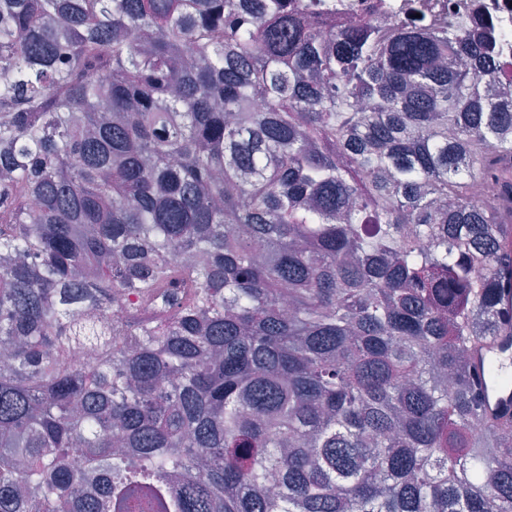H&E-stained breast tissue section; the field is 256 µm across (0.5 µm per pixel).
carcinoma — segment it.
I'll list each match as a JSON object with an SVG mask.
<instances>
[{
  "label": "carcinoma",
  "mask_w": 512,
  "mask_h": 512,
  "mask_svg": "<svg viewBox=\"0 0 512 512\" xmlns=\"http://www.w3.org/2000/svg\"><path fill=\"white\" fill-rule=\"evenodd\" d=\"M496 16L0 0V512H512ZM491 351H490V350ZM494 351L501 376H507L509 386L504 387L499 383L488 379L484 373L485 361L490 352ZM512 336L506 333L496 336L491 348L479 349L474 352L476 373L483 392L484 407L489 412H499L512 408Z\"/></svg>",
  "instance_id": "carcinoma-1"
}]
</instances>
